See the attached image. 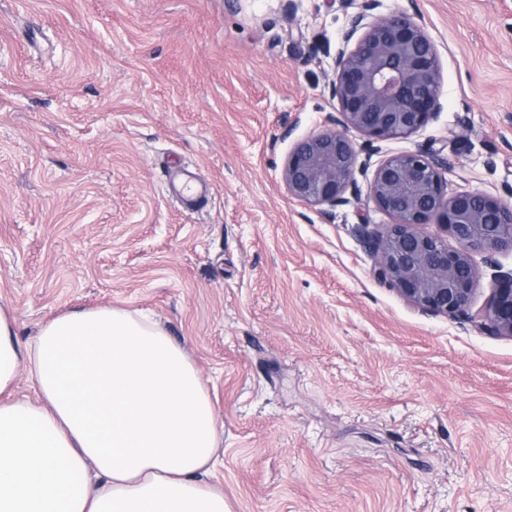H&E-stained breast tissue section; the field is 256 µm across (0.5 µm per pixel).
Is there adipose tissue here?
Returning <instances> with one entry per match:
<instances>
[{"mask_svg": "<svg viewBox=\"0 0 512 512\" xmlns=\"http://www.w3.org/2000/svg\"><path fill=\"white\" fill-rule=\"evenodd\" d=\"M0 308V512H227L199 373L123 307L54 317L20 348ZM28 365L37 398L14 396Z\"/></svg>", "mask_w": 512, "mask_h": 512, "instance_id": "obj_1", "label": "adipose tissue"}]
</instances>
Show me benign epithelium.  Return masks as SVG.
Segmentation results:
<instances>
[{
  "instance_id": "7a95c632",
  "label": "benign epithelium",
  "mask_w": 512,
  "mask_h": 512,
  "mask_svg": "<svg viewBox=\"0 0 512 512\" xmlns=\"http://www.w3.org/2000/svg\"><path fill=\"white\" fill-rule=\"evenodd\" d=\"M378 0H360L333 60L328 85L336 114L328 127L293 140L282 178L288 195L312 206L336 207L359 199L358 150L349 132L370 143L408 137L437 119L441 67L437 48L414 14L376 19ZM446 161L418 149L387 157L367 191L391 218L385 231L358 224L354 233L375 255L374 276L426 314H469L479 280L473 255L495 270L483 319L497 335L512 337V271L494 255L512 251V204L490 193L447 191ZM437 225L456 243L450 247Z\"/></svg>"
}]
</instances>
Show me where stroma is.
Listing matches in <instances>:
<instances>
[{
    "mask_svg": "<svg viewBox=\"0 0 512 512\" xmlns=\"http://www.w3.org/2000/svg\"><path fill=\"white\" fill-rule=\"evenodd\" d=\"M438 50L419 148L512 203V0H379ZM348 0H0V307L20 344L72 310L153 318L220 424L228 512H512V337L373 275L368 196H288L287 129L327 88Z\"/></svg>",
    "mask_w": 512,
    "mask_h": 512,
    "instance_id": "stroma-1",
    "label": "stroma"
}]
</instances>
